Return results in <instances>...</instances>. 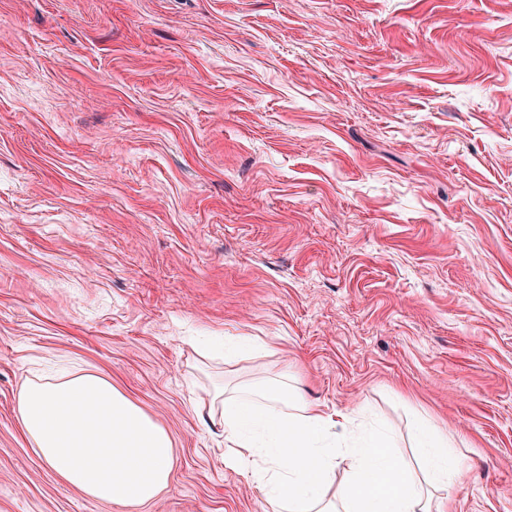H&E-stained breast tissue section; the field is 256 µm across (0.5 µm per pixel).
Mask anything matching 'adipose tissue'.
<instances>
[{
    "label": "adipose tissue",
    "mask_w": 512,
    "mask_h": 512,
    "mask_svg": "<svg viewBox=\"0 0 512 512\" xmlns=\"http://www.w3.org/2000/svg\"><path fill=\"white\" fill-rule=\"evenodd\" d=\"M208 396L197 415L223 434L225 464L248 466L269 512H446L442 492L467 468L447 433L417 428L410 464L384 429L353 433L354 412L327 413L284 383L243 380ZM16 400L31 448L86 496L145 503L169 486V432L97 371L26 378Z\"/></svg>",
    "instance_id": "adipose-tissue-1"
}]
</instances>
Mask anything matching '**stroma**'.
Segmentation results:
<instances>
[{"instance_id": "1", "label": "stroma", "mask_w": 512, "mask_h": 512, "mask_svg": "<svg viewBox=\"0 0 512 512\" xmlns=\"http://www.w3.org/2000/svg\"><path fill=\"white\" fill-rule=\"evenodd\" d=\"M271 356L199 371L195 341ZM92 367L174 440L137 506L65 483L16 414ZM285 373L512 512V0H0V512H264L194 407Z\"/></svg>"}]
</instances>
